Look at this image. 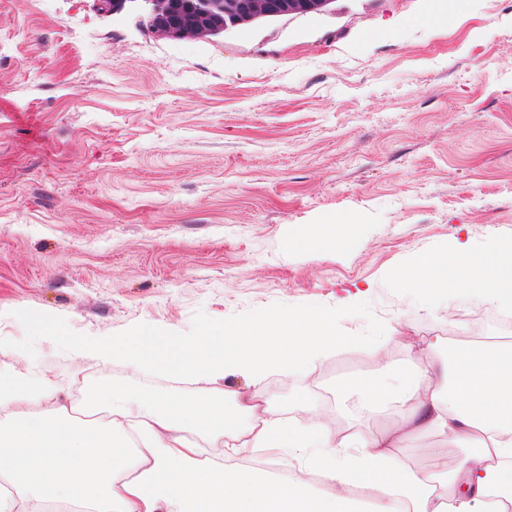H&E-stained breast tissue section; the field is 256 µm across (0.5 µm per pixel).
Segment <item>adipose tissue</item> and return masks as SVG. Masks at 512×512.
I'll return each instance as SVG.
<instances>
[{"label": "adipose tissue", "mask_w": 512, "mask_h": 512, "mask_svg": "<svg viewBox=\"0 0 512 512\" xmlns=\"http://www.w3.org/2000/svg\"><path fill=\"white\" fill-rule=\"evenodd\" d=\"M460 287L496 295L512 306V245L476 254L458 242L450 255L423 269L407 263L398 285L432 292ZM335 318L316 307L261 311L235 325H204L197 335L164 327L99 344L102 360L153 369L199 382L190 398L152 390L101 386L82 415L58 409L45 417L0 421V475L33 504L55 502L79 512H483L502 506L500 482L512 468V348L483 343L453 351L451 363L409 362L401 372L382 364L363 382V396L399 406L397 427L337 443L325 424L310 428L281 418L264 392L266 378L314 365L346 345ZM242 377L249 391L224 388ZM54 382L0 370V409L36 395H53ZM106 409L111 419L89 422ZM224 438V455L247 450L317 461L327 491L302 478L281 479L263 467H227L204 458L188 433ZM445 436L474 449L453 472L424 474L396 460L393 449L425 446Z\"/></svg>", "instance_id": "1"}]
</instances>
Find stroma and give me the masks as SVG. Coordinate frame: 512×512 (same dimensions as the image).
Here are the masks:
<instances>
[{"instance_id": "obj_1", "label": "stroma", "mask_w": 512, "mask_h": 512, "mask_svg": "<svg viewBox=\"0 0 512 512\" xmlns=\"http://www.w3.org/2000/svg\"><path fill=\"white\" fill-rule=\"evenodd\" d=\"M151 10L0 0V341L17 349L0 367L57 386L24 413L112 384L187 397L194 383L94 346L315 305L352 344L265 389L288 388L293 422L313 402L367 437L396 409L341 390L382 362L476 332L512 343V309L394 282L454 242H512V0H332L208 38L161 36ZM336 216L356 225L347 246L290 244ZM435 444L394 454L422 471L467 454Z\"/></svg>"}]
</instances>
